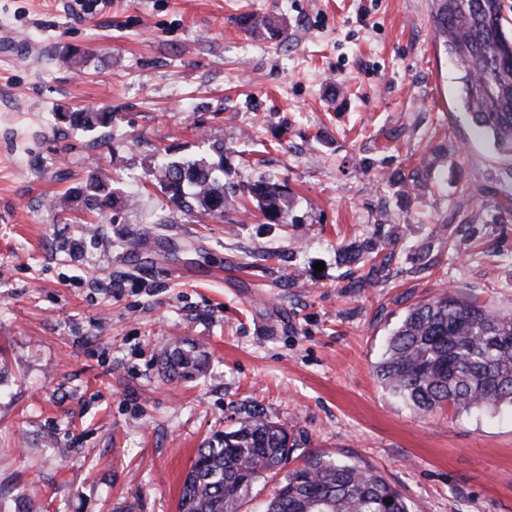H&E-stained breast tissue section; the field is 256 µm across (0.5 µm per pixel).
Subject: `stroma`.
Returning <instances> with one entry per match:
<instances>
[{
	"mask_svg": "<svg viewBox=\"0 0 512 512\" xmlns=\"http://www.w3.org/2000/svg\"><path fill=\"white\" fill-rule=\"evenodd\" d=\"M429 11L0 0V512H177L197 448L253 409L287 425L293 463L373 467L410 512H512V411L422 416L373 373L408 307L443 288L512 311V158L457 109ZM243 12L284 36L245 33ZM104 107L91 135L56 118ZM219 143L225 185L287 182L294 224L240 198L184 214L146 184L159 150ZM100 168L135 203L94 241L49 203ZM368 245L385 266L343 256ZM178 339L206 362L188 381L162 369Z\"/></svg>",
	"mask_w": 512,
	"mask_h": 512,
	"instance_id": "stroma-1",
	"label": "stroma"
}]
</instances>
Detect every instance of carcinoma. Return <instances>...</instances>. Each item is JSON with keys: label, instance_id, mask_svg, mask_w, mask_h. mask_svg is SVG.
Returning a JSON list of instances; mask_svg holds the SVG:
<instances>
[{"label": "carcinoma", "instance_id": "cac0c4a2", "mask_svg": "<svg viewBox=\"0 0 512 512\" xmlns=\"http://www.w3.org/2000/svg\"><path fill=\"white\" fill-rule=\"evenodd\" d=\"M502 0H432L431 22L457 74L458 103L496 152L512 156V32L503 24ZM248 34L283 28L251 12L236 17ZM58 120L74 130L112 126V112L73 109ZM212 157L164 155L149 173L177 209L224 214L229 196L256 202L269 224H286L292 196L285 183L257 180L224 187V146ZM124 202L106 176L92 174L76 193L53 202L56 211L78 207L107 214ZM164 369L186 379L204 364L194 348L174 342ZM382 386L422 414L512 408V313L464 301L445 291L411 306L392 331L384 358L374 366ZM293 452L288 428L249 411L229 431L198 449L187 473L178 512H239L253 484L277 476ZM264 512H410L403 495L375 469L312 455L278 482Z\"/></svg>", "mask_w": 512, "mask_h": 512}]
</instances>
